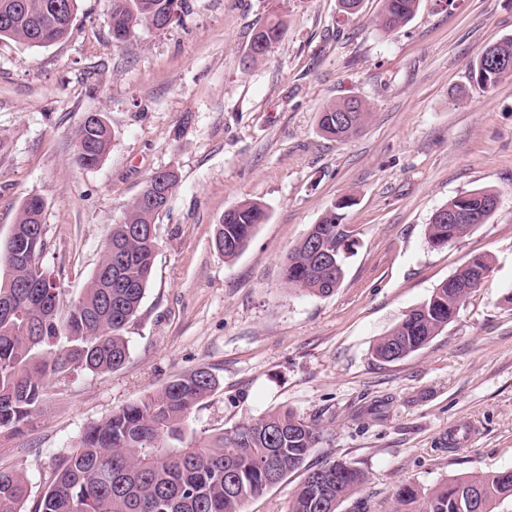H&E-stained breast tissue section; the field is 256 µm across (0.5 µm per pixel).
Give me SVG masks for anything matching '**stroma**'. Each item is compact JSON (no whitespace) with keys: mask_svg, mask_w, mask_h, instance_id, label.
<instances>
[{"mask_svg":"<svg viewBox=\"0 0 512 512\" xmlns=\"http://www.w3.org/2000/svg\"><path fill=\"white\" fill-rule=\"evenodd\" d=\"M112 0H80L69 35L32 48L0 42V242L30 195L45 204L44 263L79 298L106 238L157 171L178 186L157 224L151 280L124 335L118 369L57 382L16 432H0V470L27 469L31 499L81 431L208 368L218 388L191 414L211 432L286 409L318 421L306 460L364 472L338 512H388L395 489L431 488L512 469V77L481 89L468 64L512 37V0H420L392 33L379 0L343 14L338 0H186L183 21L113 44ZM283 37L245 64L272 17ZM355 96L364 129L342 142L318 129L328 103ZM103 113L104 159L75 161L84 116ZM500 195L485 223L442 247L433 213L474 189ZM354 245L327 297L283 285V259L344 198ZM268 214L235 259L214 246L225 210ZM492 270L455 319L393 363L376 341L472 256ZM472 439L452 448L451 426Z\"/></svg>","mask_w":512,"mask_h":512,"instance_id":"35a3bbf8","label":"stroma"}]
</instances>
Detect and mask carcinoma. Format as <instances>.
Segmentation results:
<instances>
[{
    "instance_id": "cac0c4a2",
    "label": "carcinoma",
    "mask_w": 512,
    "mask_h": 512,
    "mask_svg": "<svg viewBox=\"0 0 512 512\" xmlns=\"http://www.w3.org/2000/svg\"><path fill=\"white\" fill-rule=\"evenodd\" d=\"M57 0H0V41L47 47L63 40L70 28L53 9ZM420 0H381L378 27L391 33L416 15ZM176 5L182 20L184 0H112L109 27L114 44L124 42L139 26L152 27L160 14ZM286 23L272 19L252 40L277 44ZM472 82L480 88L505 76L496 59L481 54L469 63ZM369 115L357 98L324 106L319 130L338 141L355 136ZM75 161L96 166L107 153L111 130L105 119L82 123ZM499 194L491 189L461 193L441 206L427 225L430 244L441 247L485 223L495 211ZM336 204L310 226L283 259L285 288L326 297L344 278L346 245L352 241L342 210ZM457 211L462 218L448 222ZM45 202L37 195L20 205L14 236L24 239L31 226L44 225ZM158 214L137 196L123 220L112 225L100 263L83 294L63 298L61 288H16L27 278L22 265L5 272L0 265V297L29 321L22 334L16 317L0 310V431L19 428L39 406L54 383L69 374L110 372L127 359L126 326L136 315L149 284L158 241L132 228L156 224ZM262 205L243 201L226 211L216 225V248L226 259L238 257L257 225L265 223ZM491 270L490 259L475 255L442 281L430 298L411 310L374 346L383 362L402 359L426 346L455 318L477 288L479 271ZM215 376L197 368L178 376L146 398L126 405L80 434L77 446L58 459L52 480L32 512H246L248 503L288 474L301 468L321 442L322 427L288 410L269 412L213 434L190 427L194 407L216 388ZM364 474L342 462L308 468L289 498L285 512H337L341 502L357 493ZM31 481L24 469L0 470V512H25ZM512 498V470L446 480L423 489L404 484L393 494L391 512H493L500 499Z\"/></svg>"
}]
</instances>
